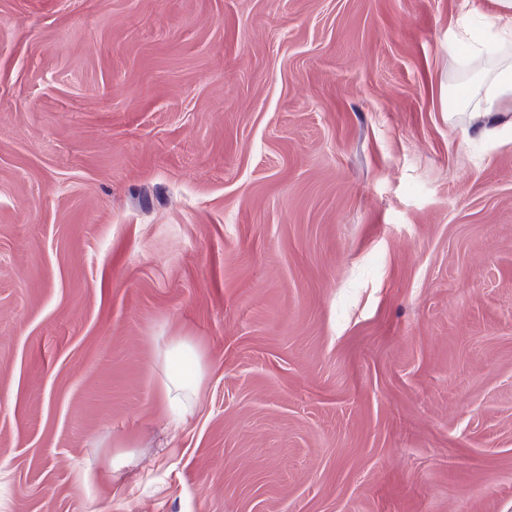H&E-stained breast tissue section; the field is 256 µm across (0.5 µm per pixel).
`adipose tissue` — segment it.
<instances>
[{
	"label": "adipose tissue",
	"instance_id": "obj_1",
	"mask_svg": "<svg viewBox=\"0 0 512 512\" xmlns=\"http://www.w3.org/2000/svg\"><path fill=\"white\" fill-rule=\"evenodd\" d=\"M502 13L483 17L480 29L466 33L450 32L448 46L457 50L462 41H469L473 52L463 59L462 65L475 77L476 91L466 92L456 99L457 108L476 106L482 115L497 112L503 101L512 100V0H501ZM190 341L182 336L168 339L162 351L168 373L162 391L168 403L188 406L191 395L197 394L202 381V369L192 375L181 370L183 360L193 354Z\"/></svg>",
	"mask_w": 512,
	"mask_h": 512
}]
</instances>
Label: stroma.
<instances>
[{
  "label": "stroma",
  "mask_w": 512,
  "mask_h": 512,
  "mask_svg": "<svg viewBox=\"0 0 512 512\" xmlns=\"http://www.w3.org/2000/svg\"><path fill=\"white\" fill-rule=\"evenodd\" d=\"M498 10L0 0V512H512ZM504 13L482 18L481 29L466 31L464 35L451 30L448 34L450 52H455L462 40L473 45V52L461 62L476 78L475 85L481 92L476 108L484 116L499 112L500 104L512 100V57L507 48L512 45V1L501 0ZM493 62L490 69L481 67L483 62ZM162 355L168 370L162 383V391L169 404H176L184 408L182 416H185L192 411L189 404L190 395L193 394L195 397L198 394L203 377L202 366H196L194 373L190 376L181 371L182 362L188 355H193L195 359H198L190 341L182 336L170 337L162 350Z\"/></svg>",
  "instance_id": "stroma-1"
}]
</instances>
